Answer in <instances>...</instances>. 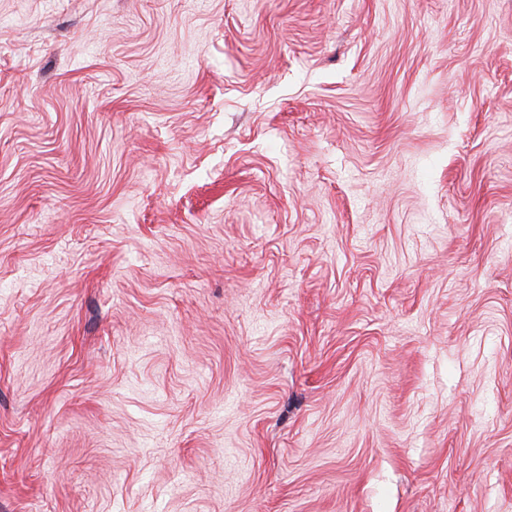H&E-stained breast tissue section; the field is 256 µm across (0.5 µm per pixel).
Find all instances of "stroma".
<instances>
[{
  "label": "stroma",
  "mask_w": 512,
  "mask_h": 512,
  "mask_svg": "<svg viewBox=\"0 0 512 512\" xmlns=\"http://www.w3.org/2000/svg\"><path fill=\"white\" fill-rule=\"evenodd\" d=\"M0 512H512V0H0Z\"/></svg>",
  "instance_id": "stroma-1"
}]
</instances>
